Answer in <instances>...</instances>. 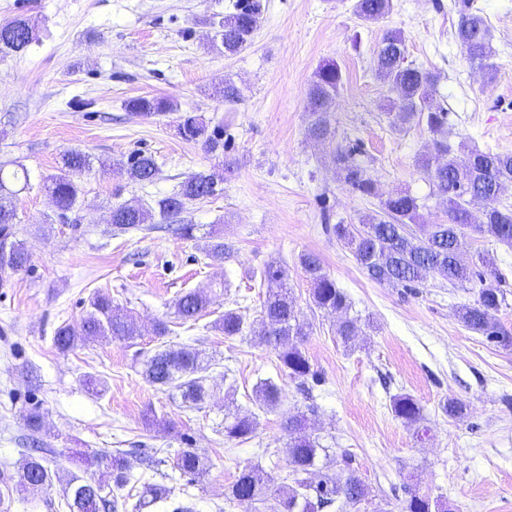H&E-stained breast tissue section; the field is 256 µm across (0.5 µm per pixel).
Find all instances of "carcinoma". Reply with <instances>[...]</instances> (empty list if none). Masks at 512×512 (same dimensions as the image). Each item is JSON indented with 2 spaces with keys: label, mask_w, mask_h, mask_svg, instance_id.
<instances>
[{
  "label": "carcinoma",
  "mask_w": 512,
  "mask_h": 512,
  "mask_svg": "<svg viewBox=\"0 0 512 512\" xmlns=\"http://www.w3.org/2000/svg\"><path fill=\"white\" fill-rule=\"evenodd\" d=\"M392 8V0H355L354 13L364 21H378ZM261 16L260 0H237L234 12L219 21L218 35L224 53L234 55L246 48L256 31ZM456 40L471 64L480 67L493 56L490 30L485 18L464 0L459 10ZM39 41L35 24L22 15L0 23V59L24 54ZM406 39L402 31H387L376 52V74L389 91L395 94L391 101L394 124H422L433 135V151L440 154V162L432 155H424L419 166L428 181L432 195L442 199L448 208V223L427 224L423 221V204L409 192H401L380 200L379 210L362 220V228L353 224H336L333 233L355 258L358 265L374 282L392 287L414 288L427 277L446 281L452 286L471 285L475 290L473 302L456 311V317L467 329L486 337L505 349H512V332L503 328L496 319L505 304L503 291L488 280L486 273L463 264L458 250L465 247L466 239L474 235H488L497 242L512 247V204L502 201L501 187L512 185V153L491 150H465L448 141L447 110L432 104L436 93L437 76L432 71L406 63ZM343 83L341 69L327 63L316 74L308 90L311 106L309 137L330 141L336 136L332 123L331 105ZM129 108L142 117L152 118L173 110L162 98L141 97L129 102ZM180 134L189 142H203L211 152L223 146L217 132H208L207 125L198 117L187 113L182 116ZM355 146L338 147L332 154L342 182L362 197L376 196V183L358 159ZM63 174L45 178L44 189L52 199L56 220L69 219L78 202L79 187L74 180L90 170V159L76 150L67 151L61 158ZM119 169L135 183H150L159 168L151 155L138 153L119 163ZM28 170L18 165L13 170L0 164V273H17L27 268L28 252L23 241L17 239V212L14 203L19 183L28 184ZM217 192V179L205 172L193 173L181 182L180 188L156 200L161 220L180 216L189 203L205 199ZM483 203V221L469 219V205ZM153 217L152 208L121 203L112 207V228L126 233L143 229ZM299 264L311 283L314 306L329 313L346 312L347 296L327 274L319 256L312 252L299 256ZM260 285L266 287L261 306L259 329L253 336L259 342L273 347L277 353L280 370L290 379L304 385L318 381L308 357L301 349L300 339L305 337L299 322L295 301L288 288V272L278 265H268L260 271ZM210 300L207 295L189 290L176 302V313L181 324L196 322L206 315ZM91 310L76 324L64 323L55 330L54 346L68 352L80 342L101 336L128 340L137 335L133 318L112 305L106 293H97L90 301ZM214 328L230 338L241 336L246 330V319L235 308L224 311L214 322ZM336 335L344 344L357 336L356 321H340ZM208 367L202 364L199 352L187 345L166 349L147 358L143 375L149 384L158 388L179 391L182 403L201 408L208 397L204 386ZM255 399L260 408L273 411L283 401V391L272 378L257 382ZM391 411L408 425L419 423L423 411L410 395L393 397ZM254 413L245 411L224 417V439L244 442L256 431ZM307 417L298 414L288 417L287 478L289 483L277 484L263 476L257 468H243L230 489V496L237 501L261 503L269 496L279 500V512H324L337 501L355 507L368 500L369 489L353 466L352 455H341V476L324 474L314 483L309 475L316 471L321 444L307 434ZM92 461L105 466L98 480L70 477L64 488L69 512H119V497L114 491L130 483L140 482L133 474L135 465L125 455H108L96 452ZM172 470L185 477H195L207 470V461L198 454L184 450L174 461ZM52 473L42 455L29 454L21 468L20 479L37 490L51 480ZM142 483V482H140ZM144 491L134 505L136 510L148 508L169 499L162 488L147 481ZM407 498L401 512H447V503L420 493L415 488L406 489Z\"/></svg>",
  "instance_id": "1"
}]
</instances>
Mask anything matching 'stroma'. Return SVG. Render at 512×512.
Wrapping results in <instances>:
<instances>
[{
	"label": "stroma",
	"mask_w": 512,
	"mask_h": 512,
	"mask_svg": "<svg viewBox=\"0 0 512 512\" xmlns=\"http://www.w3.org/2000/svg\"><path fill=\"white\" fill-rule=\"evenodd\" d=\"M455 2L392 0L383 19L364 22L354 0H261L250 45L228 56L214 35L235 0H0V22L24 14L40 35L25 54L0 60V162L29 173L15 204L30 255L27 271L0 274V512H67L58 481L37 492L20 482L34 436L62 475L98 478L88 452H153L160 465L151 482L173 498L191 497L194 512H277L275 499L250 504L226 495L245 466L282 482L283 423L310 404L313 436L330 457L351 453L370 490V504L328 512H399L410 486L445 500L451 512H512V349L457 320L472 290L432 279L412 290L378 284L331 232L359 223L399 191L424 202L427 222L448 220L417 166L432 149L430 133L389 123L391 93L375 72L387 30L404 33L408 61L438 74L435 103L449 111L452 143L512 152V0H473L493 36L491 77L470 65L455 40ZM328 62L343 74L331 144L307 137L308 88ZM227 81L241 91L236 103L217 94ZM139 97L164 98L175 109L145 119L127 109ZM186 112L218 130L223 149L184 140L178 125ZM349 142L360 145L377 198L362 200L339 179L331 153ZM69 150L88 155L92 168L79 177L77 206L62 224L51 220L43 179L58 173ZM140 151L160 168L142 185L116 167ZM228 162L235 165L229 177ZM195 172L220 182L216 195L189 203L179 217L196 225L194 239L157 229L113 232L114 205L153 204ZM214 236L231 248L224 260L204 253ZM305 252L318 254L347 294L360 328L352 345L336 334L338 315L313 306L298 264ZM481 257L506 297L497 319L512 331V248L469 239L464 261ZM271 263L288 270L307 333L301 347L319 373L308 395L280 371L271 348L213 327L228 308L240 309L247 323L259 320L265 291L258 274ZM100 290L133 316L138 336L100 337L59 353L56 328L79 322ZM189 290L211 296L206 315L155 336V322L174 320L175 302ZM167 345L190 346L209 361L202 408L185 407L176 390L144 379L146 356ZM268 377L284 388L282 405L259 414L251 439L225 441V414L255 410L253 388ZM398 394L420 404V425L394 417L390 401ZM451 398L467 403L465 415L443 412ZM34 408L42 415L37 433L27 422ZM185 450L210 462L190 484L170 477Z\"/></svg>",
	"instance_id": "stroma-1"
}]
</instances>
